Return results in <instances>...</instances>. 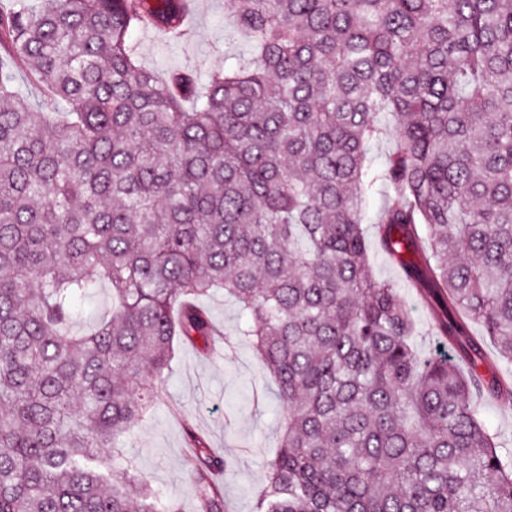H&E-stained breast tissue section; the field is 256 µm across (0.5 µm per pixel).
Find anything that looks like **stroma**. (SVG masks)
Listing matches in <instances>:
<instances>
[{"mask_svg": "<svg viewBox=\"0 0 512 512\" xmlns=\"http://www.w3.org/2000/svg\"><path fill=\"white\" fill-rule=\"evenodd\" d=\"M187 23L192 35L181 42L152 29L134 32L141 63L160 71L192 66L205 74L223 68L225 56L244 47L240 40L224 41V0H194ZM367 241L374 274L400 286L418 328L412 339L417 352L453 360V349L435 332L430 309L404 284L376 234L368 233ZM201 304L222 333L224 355L218 358L176 343L171 370L157 383L154 409L122 442L124 458L148 475L153 486L178 499L182 512H195L194 485L183 467L185 430L194 428L230 463L221 479L227 512H254L256 494L265 482L263 463L279 447L281 410L271 378L248 344L235 336L242 320L236 303L217 290Z\"/></svg>", "mask_w": 512, "mask_h": 512, "instance_id": "35a3bbf8", "label": "stroma"}]
</instances>
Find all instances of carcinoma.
<instances>
[{
  "label": "carcinoma",
  "mask_w": 512,
  "mask_h": 512,
  "mask_svg": "<svg viewBox=\"0 0 512 512\" xmlns=\"http://www.w3.org/2000/svg\"><path fill=\"white\" fill-rule=\"evenodd\" d=\"M191 2H0V512H182L113 472L174 342L214 341L215 288L282 408L255 512H512L472 400L512 381L468 334L512 358V0H224L248 54L204 81L144 67L132 32L187 38ZM389 188L376 234L457 364L415 353L370 265ZM188 439L197 512H224L227 462ZM470 334L481 342L483 354L489 363L490 369L497 375L512 377V361L500 356L494 344L485 335L484 327L477 321L469 324Z\"/></svg>",
  "instance_id": "obj_1"
}]
</instances>
